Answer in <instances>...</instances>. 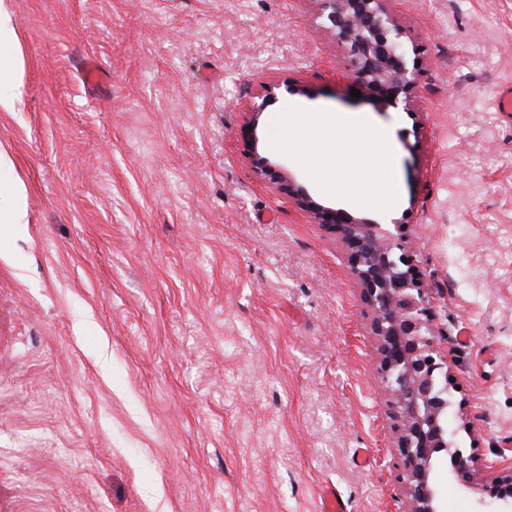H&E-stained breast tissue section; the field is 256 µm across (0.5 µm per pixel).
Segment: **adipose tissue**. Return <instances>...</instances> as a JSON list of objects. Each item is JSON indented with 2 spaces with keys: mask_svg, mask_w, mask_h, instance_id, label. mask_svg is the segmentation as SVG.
I'll use <instances>...</instances> for the list:
<instances>
[{
  "mask_svg": "<svg viewBox=\"0 0 512 512\" xmlns=\"http://www.w3.org/2000/svg\"><path fill=\"white\" fill-rule=\"evenodd\" d=\"M283 131L285 140L291 143L317 142L320 154L313 159L311 166L317 181L330 190L336 189L337 184L331 177L329 161L348 167L356 166L359 151L367 144L380 145L378 162L381 168L388 167L391 161L386 132L372 127L351 128L341 118L326 112L308 114L306 120L288 124Z\"/></svg>",
  "mask_w": 512,
  "mask_h": 512,
  "instance_id": "1",
  "label": "adipose tissue"
}]
</instances>
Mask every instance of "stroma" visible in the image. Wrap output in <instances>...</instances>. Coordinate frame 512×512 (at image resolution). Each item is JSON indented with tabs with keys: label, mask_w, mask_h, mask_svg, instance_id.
Listing matches in <instances>:
<instances>
[{
	"label": "stroma",
	"mask_w": 512,
	"mask_h": 512,
	"mask_svg": "<svg viewBox=\"0 0 512 512\" xmlns=\"http://www.w3.org/2000/svg\"><path fill=\"white\" fill-rule=\"evenodd\" d=\"M22 105L0 112V512H399L378 342L339 237L254 173L399 222L457 388L455 445L512 470V0H393L412 112L353 97L315 0H0ZM103 74L87 83L83 64ZM270 99L256 130L246 105ZM328 112L392 136L398 193L326 192L289 144ZM369 449L370 467L357 464ZM289 82H283L282 84L273 83L269 86H265L263 91L255 94L251 97V101L248 105L247 114H250V120L248 123L252 126L253 130L256 129L258 117L262 114L265 109L267 97L271 98L275 95V90H278L283 95H294L297 93V89ZM2 216L5 224L10 226L12 233H23L28 224L22 195L18 188L2 192L0 190V221Z\"/></svg>",
	"instance_id": "stroma-1"
}]
</instances>
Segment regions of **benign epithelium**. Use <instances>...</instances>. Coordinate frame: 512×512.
Here are the masks:
<instances>
[{"mask_svg":"<svg viewBox=\"0 0 512 512\" xmlns=\"http://www.w3.org/2000/svg\"><path fill=\"white\" fill-rule=\"evenodd\" d=\"M320 27L344 49L348 80L385 107L408 110L419 87L418 48L407 50V32L391 0H316ZM297 93L295 85L273 83L251 97L249 124L256 126L275 92ZM254 171L339 235L349 251L353 277L370 311L378 341L377 372L394 421L398 452L396 480L404 512H442L435 465L448 455V482L478 496L495 512H512V470L489 475L491 466L474 453L449 451L452 434L443 424L448 408V361L436 339L431 295L403 238L385 224L369 222L316 200L303 185L253 150Z\"/></svg>","mask_w":512,"mask_h":512,"instance_id":"7a95c632","label":"benign epithelium"}]
</instances>
